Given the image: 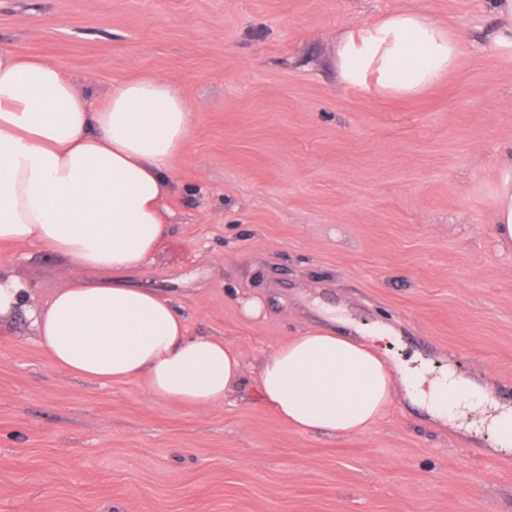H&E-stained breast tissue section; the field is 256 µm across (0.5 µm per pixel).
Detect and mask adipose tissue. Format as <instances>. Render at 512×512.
Wrapping results in <instances>:
<instances>
[{"instance_id":"1","label":"adipose tissue","mask_w":512,"mask_h":512,"mask_svg":"<svg viewBox=\"0 0 512 512\" xmlns=\"http://www.w3.org/2000/svg\"><path fill=\"white\" fill-rule=\"evenodd\" d=\"M459 47L435 21L397 12L346 35L336 63L348 84L371 80L408 96L446 74ZM191 119L181 91L161 78L118 83L96 102L57 64L0 49V242H35L99 274L32 306L27 284L0 271V318L25 311L41 348L70 373L101 383L142 378L153 397L208 408L242 375L236 348L189 335L171 298L129 280L166 232L171 172ZM386 337L383 329L367 343L297 337L260 361L262 397L287 423L331 435L375 424L400 385L443 421L489 402L454 372L431 380L389 361Z\"/></svg>"}]
</instances>
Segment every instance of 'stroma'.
<instances>
[{
    "mask_svg": "<svg viewBox=\"0 0 512 512\" xmlns=\"http://www.w3.org/2000/svg\"><path fill=\"white\" fill-rule=\"evenodd\" d=\"M497 0H0V46L87 80L147 75L193 114L171 222L135 279L244 362L199 409L144 380L58 369L0 320V512H512V447L482 413L434 419L396 391L361 433L301 431L255 366L309 332L386 327L391 359L512 396V247L493 224L512 156V48ZM412 11L464 34L456 66L399 97L347 84L336 47ZM0 269L43 302L76 277L37 244ZM262 300L260 318L241 301Z\"/></svg>",
    "mask_w": 512,
    "mask_h": 512,
    "instance_id": "stroma-1",
    "label": "stroma"
}]
</instances>
